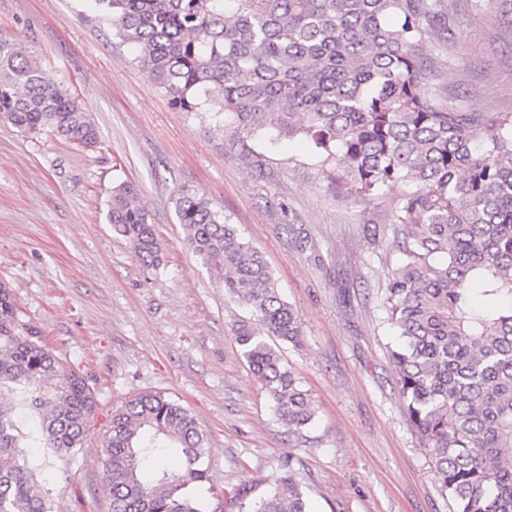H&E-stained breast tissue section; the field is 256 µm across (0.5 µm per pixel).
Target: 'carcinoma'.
<instances>
[{"instance_id":"obj_1","label":"carcinoma","mask_w":512,"mask_h":512,"mask_svg":"<svg viewBox=\"0 0 512 512\" xmlns=\"http://www.w3.org/2000/svg\"><path fill=\"white\" fill-rule=\"evenodd\" d=\"M133 61L182 112L224 113L242 146L303 135L331 184L370 203L412 190L389 220L401 261L380 306L408 421L454 512H512V111L454 107L431 84L430 43L448 51V0H97ZM0 119L80 147L100 132L79 100L0 33ZM184 241L249 317L233 329L274 416L290 431L315 408L269 343L301 341L263 255L195 190L175 199ZM108 223L147 268L161 246L138 191H112ZM95 389L21 320L0 283V512H54L37 476L83 445ZM112 512H309L292 477L252 498L212 491L207 438L189 409L140 393L112 410L100 449ZM178 453L184 466L162 461Z\"/></svg>"}]
</instances>
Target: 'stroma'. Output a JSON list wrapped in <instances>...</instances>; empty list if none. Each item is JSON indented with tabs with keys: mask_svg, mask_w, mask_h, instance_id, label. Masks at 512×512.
<instances>
[{
	"mask_svg": "<svg viewBox=\"0 0 512 512\" xmlns=\"http://www.w3.org/2000/svg\"><path fill=\"white\" fill-rule=\"evenodd\" d=\"M453 5V47L424 48L436 83L450 101L512 111V0ZM0 30L68 87L101 134L85 150L0 121V281L97 393L82 451L40 476L56 512H112L99 450L113 407L140 392L193 413L216 489L258 494L265 477L289 473L311 512H454L405 414L388 353L397 331L378 306L399 259L386 227L405 185L365 204L328 184L305 141L255 140L244 154L222 115L170 105L95 0H0ZM124 181L160 241L157 270L107 221ZM185 188L263 253L294 308L302 341L279 349L310 394L313 425L291 432L274 418L234 340L246 309L183 241L174 199Z\"/></svg>",
	"mask_w": 512,
	"mask_h": 512,
	"instance_id": "stroma-1",
	"label": "stroma"
}]
</instances>
